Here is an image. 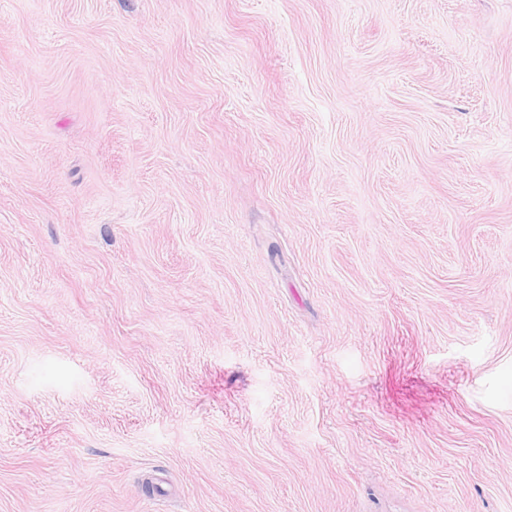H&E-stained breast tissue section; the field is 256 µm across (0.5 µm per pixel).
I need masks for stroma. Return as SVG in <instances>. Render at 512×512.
Returning <instances> with one entry per match:
<instances>
[{
    "label": "stroma",
    "mask_w": 512,
    "mask_h": 512,
    "mask_svg": "<svg viewBox=\"0 0 512 512\" xmlns=\"http://www.w3.org/2000/svg\"><path fill=\"white\" fill-rule=\"evenodd\" d=\"M0 512H512V0H0Z\"/></svg>",
    "instance_id": "stroma-1"
}]
</instances>
